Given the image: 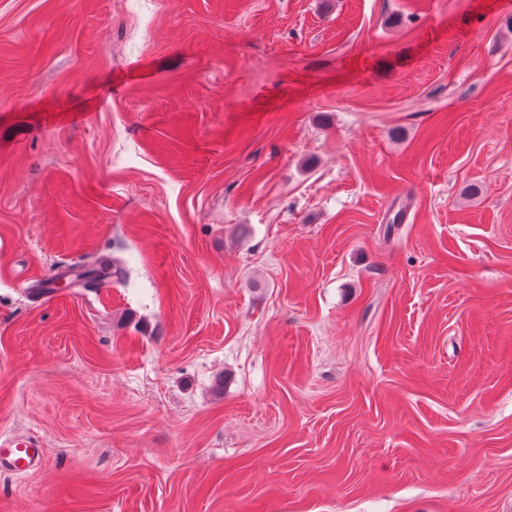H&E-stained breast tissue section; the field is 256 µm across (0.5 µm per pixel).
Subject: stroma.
<instances>
[{
  "label": "stroma",
  "mask_w": 512,
  "mask_h": 512,
  "mask_svg": "<svg viewBox=\"0 0 512 512\" xmlns=\"http://www.w3.org/2000/svg\"><path fill=\"white\" fill-rule=\"evenodd\" d=\"M13 437L0 512H512V0H0ZM0 447V465L5 463L18 474L32 470L41 459L40 445L34 440L12 439L0 442Z\"/></svg>",
  "instance_id": "stroma-1"
}]
</instances>
